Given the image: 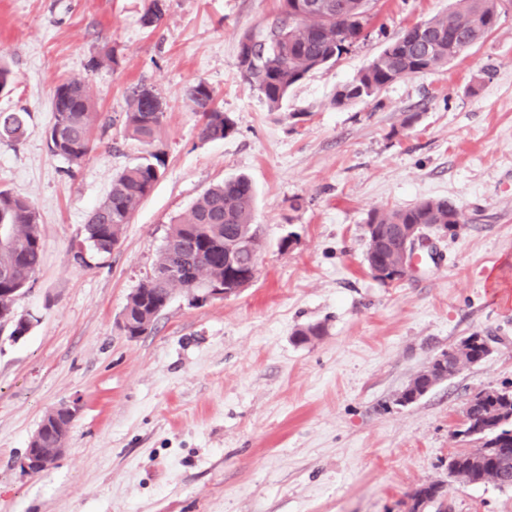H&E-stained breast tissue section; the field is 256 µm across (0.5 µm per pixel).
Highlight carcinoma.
I'll return each mask as SVG.
<instances>
[{
    "label": "carcinoma",
    "mask_w": 512,
    "mask_h": 512,
    "mask_svg": "<svg viewBox=\"0 0 512 512\" xmlns=\"http://www.w3.org/2000/svg\"><path fill=\"white\" fill-rule=\"evenodd\" d=\"M280 17L266 38L248 36L240 42L238 67L243 78L255 86L271 111L278 110L290 88L309 72L326 67L348 51L363 36L372 0H280ZM502 0H455L446 14L434 16L402 30L349 83L336 92L333 104L348 106L378 95L392 82L432 71L460 57L483 42L497 27ZM187 96L201 117L200 137L225 139L235 126L216 104L213 89L203 81L189 86ZM54 123L49 131L50 151L72 164L80 163L91 149L96 113L84 81L65 80L55 88ZM24 112H0V139L18 140L26 131ZM158 96L147 87L135 90L124 113L125 133L145 147L157 141L162 123ZM161 152L149 151L137 163L112 179L107 197L91 212L84 225L86 240L100 254H110L119 245L125 224L139 204L152 192L162 175ZM255 190L245 176L228 179L209 188L183 215L172 221L169 233L191 242L186 251L161 248L156 268L171 272L166 281L148 277L126 304L132 325L124 328L133 338L145 316L163 311L175 290L189 295L202 283H215L235 294L249 285L239 274L250 269L251 257L240 253L228 259V247L251 239L264 250L261 225L254 223ZM462 214L446 199L424 200L412 208L375 209L366 221L365 261L368 266L400 270L408 263L403 241L393 234L398 224H418L420 230L437 232L441 225L462 224ZM0 235L9 240L0 245V312L10 314L14 291L27 288L43 258L38 213L26 198L0 190ZM490 337L473 333L456 345L459 364H477L488 353ZM439 382L433 366L418 373L403 391L413 403ZM49 426L29 441L30 448H58L73 423L62 410L47 414ZM458 434L473 448L448 460V474L469 484L512 488V392L489 390L474 395L464 413V428ZM444 484L417 488L410 512H427L443 506Z\"/></svg>",
    "instance_id": "1"
}]
</instances>
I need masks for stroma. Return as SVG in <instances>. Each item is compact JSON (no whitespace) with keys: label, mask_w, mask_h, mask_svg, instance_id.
<instances>
[{"label":"stroma","mask_w":512,"mask_h":512,"mask_svg":"<svg viewBox=\"0 0 512 512\" xmlns=\"http://www.w3.org/2000/svg\"><path fill=\"white\" fill-rule=\"evenodd\" d=\"M0 0V112H24L0 141V190L40 214L44 257L14 302L27 336L0 329V512H408L441 481L447 512H512V488L463 483L448 459L468 400L512 390V0L485 40L448 65L345 107L333 98L404 28L453 0H378L367 36L309 72L269 111L237 67L243 36L264 39L278 0ZM113 51L117 64L101 62ZM80 78L99 121L80 164L47 144L56 85ZM205 81L235 124L201 140L186 98ZM164 117V173L117 249L93 253L83 226L113 177L144 156L124 133L133 89ZM239 175L256 189L267 248L256 279L196 305L176 292L152 330L122 329L172 220ZM448 199L465 224L418 246L409 277L366 266L375 209ZM294 233V244L279 243ZM87 263L78 265L75 252ZM321 335L297 342V329ZM490 355L407 406L395 399L471 333ZM78 406L48 471L21 462L45 415ZM24 112H0V139L18 140L26 131Z\"/></svg>","instance_id":"stroma-1"}]
</instances>
